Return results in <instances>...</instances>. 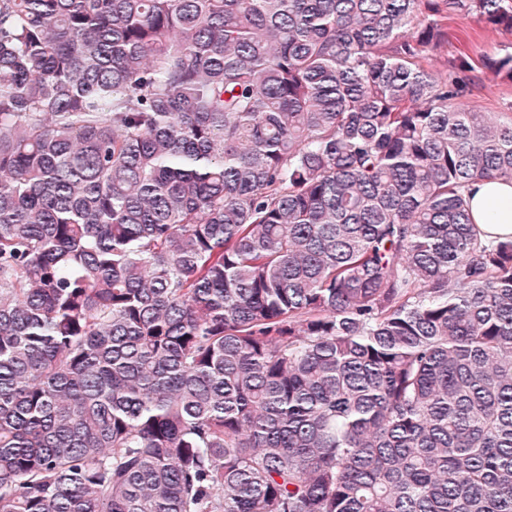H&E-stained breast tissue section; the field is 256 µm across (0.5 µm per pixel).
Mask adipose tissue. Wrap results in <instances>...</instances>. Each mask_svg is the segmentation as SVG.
I'll use <instances>...</instances> for the list:
<instances>
[{"mask_svg":"<svg viewBox=\"0 0 512 512\" xmlns=\"http://www.w3.org/2000/svg\"><path fill=\"white\" fill-rule=\"evenodd\" d=\"M471 212L474 222L486 235L512 236V182L486 179L476 184Z\"/></svg>","mask_w":512,"mask_h":512,"instance_id":"obj_1","label":"adipose tissue"}]
</instances>
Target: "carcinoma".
Returning a JSON list of instances; mask_svg holds the SVG:
<instances>
[{"label":"carcinoma","mask_w":512,"mask_h":512,"mask_svg":"<svg viewBox=\"0 0 512 512\" xmlns=\"http://www.w3.org/2000/svg\"><path fill=\"white\" fill-rule=\"evenodd\" d=\"M512 0H0V512H512ZM483 67L512 82V52ZM448 44L438 55L437 66L444 69L447 61L464 56L475 68L479 77L477 88L470 99V106L479 112H506L512 103V83L501 82L486 73L482 58L512 50V32L491 31L475 18L448 17ZM471 197L473 220L488 236H512V182L486 179Z\"/></svg>","instance_id":"1"}]
</instances>
